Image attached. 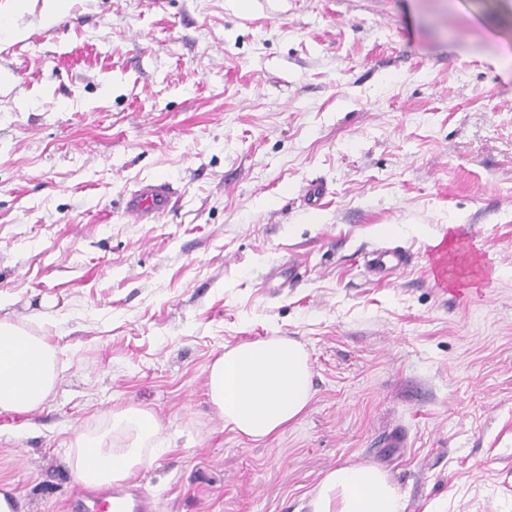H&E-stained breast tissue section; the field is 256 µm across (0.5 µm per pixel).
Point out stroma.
Masks as SVG:
<instances>
[{
  "instance_id": "1",
  "label": "stroma",
  "mask_w": 512,
  "mask_h": 512,
  "mask_svg": "<svg viewBox=\"0 0 512 512\" xmlns=\"http://www.w3.org/2000/svg\"><path fill=\"white\" fill-rule=\"evenodd\" d=\"M48 9L0 0V316L58 373L0 413V492L71 512L67 451L136 408L160 430L134 482L163 512H310L364 464L405 512H512V0ZM162 176L169 209L129 222L125 192ZM390 245L413 262L374 281L363 257ZM275 262L298 283L263 287ZM272 336L305 346L315 395L249 442L207 367Z\"/></svg>"
}]
</instances>
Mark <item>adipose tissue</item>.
<instances>
[{
    "label": "adipose tissue",
    "instance_id": "adipose-tissue-1",
    "mask_svg": "<svg viewBox=\"0 0 512 512\" xmlns=\"http://www.w3.org/2000/svg\"><path fill=\"white\" fill-rule=\"evenodd\" d=\"M57 380L56 351L41 336L0 318V412L43 406ZM207 395L224 425L260 442L278 435L307 410L314 396L309 355L298 341L271 337L228 348L208 367ZM112 443L78 438L66 462L75 479L110 485L131 477L159 426L150 413L113 412ZM404 498L387 473L373 465L330 470L310 498L311 512H404Z\"/></svg>",
    "mask_w": 512,
    "mask_h": 512
}]
</instances>
